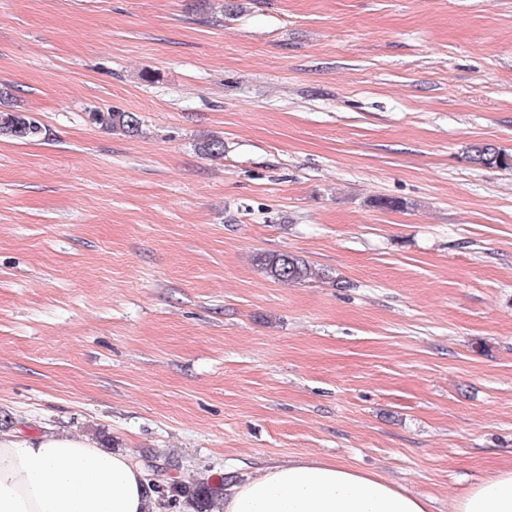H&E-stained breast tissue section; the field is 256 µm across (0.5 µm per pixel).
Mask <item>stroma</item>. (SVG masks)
Masks as SVG:
<instances>
[{
    "instance_id": "stroma-1",
    "label": "stroma",
    "mask_w": 512,
    "mask_h": 512,
    "mask_svg": "<svg viewBox=\"0 0 512 512\" xmlns=\"http://www.w3.org/2000/svg\"><path fill=\"white\" fill-rule=\"evenodd\" d=\"M0 83L46 128L0 139L14 430L211 483L334 460L432 512L512 468V169L466 157L512 153V0H0ZM93 124L102 129L111 131L126 137H135L141 131V120L137 113L126 112L118 109H98L88 113ZM471 163L500 169L512 168V154L485 143H473L467 151ZM255 262L269 279L279 284H299L319 275L306 260L286 251L259 254Z\"/></svg>"
}]
</instances>
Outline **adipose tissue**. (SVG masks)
<instances>
[{
    "label": "adipose tissue",
    "instance_id": "adipose-tissue-1",
    "mask_svg": "<svg viewBox=\"0 0 512 512\" xmlns=\"http://www.w3.org/2000/svg\"><path fill=\"white\" fill-rule=\"evenodd\" d=\"M0 512L163 510L132 456L48 430L0 433ZM219 512H432V501L372 472L296 459L229 483ZM453 512H512V469L472 484Z\"/></svg>",
    "mask_w": 512,
    "mask_h": 512
}]
</instances>
